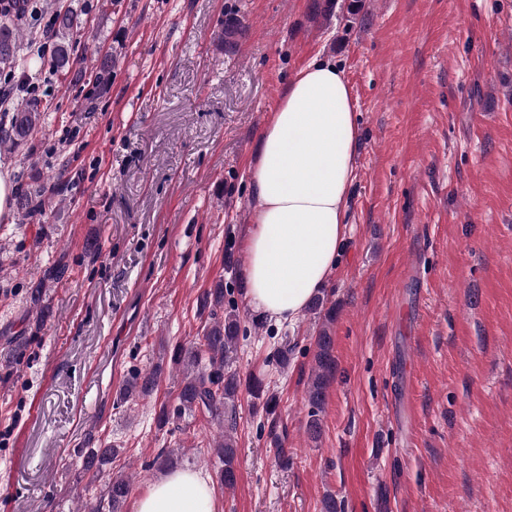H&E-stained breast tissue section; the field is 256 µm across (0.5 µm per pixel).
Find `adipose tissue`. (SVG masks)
<instances>
[{"label": "adipose tissue", "instance_id": "ef3b65f1", "mask_svg": "<svg viewBox=\"0 0 512 512\" xmlns=\"http://www.w3.org/2000/svg\"><path fill=\"white\" fill-rule=\"evenodd\" d=\"M358 134L343 69L313 56L283 88L250 164L246 299L261 316L296 323L336 271ZM133 512H218V501L207 475L176 469L137 498Z\"/></svg>", "mask_w": 512, "mask_h": 512}]
</instances>
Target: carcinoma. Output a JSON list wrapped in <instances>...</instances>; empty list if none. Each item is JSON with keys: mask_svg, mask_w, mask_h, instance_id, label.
<instances>
[{"mask_svg": "<svg viewBox=\"0 0 512 512\" xmlns=\"http://www.w3.org/2000/svg\"><path fill=\"white\" fill-rule=\"evenodd\" d=\"M81 29V18L69 11L61 12L56 19V42L48 60L50 68L62 75L68 74L73 66L72 48L74 32ZM22 41L20 29L14 21L0 14V69H15L18 51ZM43 122V107L35 97L23 98L13 111L0 116V148L15 151L29 145L34 133ZM59 193V182L38 178L16 191V208L22 216L33 218L46 213L49 199ZM328 295L316 296L308 307L313 319L319 321L315 340L314 366L307 382L305 398L310 407L307 431L309 438L316 442L322 432L319 413L326 400L327 387L336 373V357L333 353V336L330 325L335 320V306L327 305ZM200 307L210 311L211 324L204 328L198 340L177 343L170 349V362L182 369L178 384L177 403L161 405L156 417L158 429L185 415L202 412L221 424L215 454L221 464L220 482L232 490L237 483L236 399L241 387L240 374L234 367L241 333V317L233 300L226 299L224 283L206 291L200 298ZM223 315H218V312ZM162 363L144 371L135 369L120 389L119 403L147 399L156 392L162 374ZM123 449L104 443L101 448H79L75 455L81 460L84 473L91 479L108 477L104 494L93 512H123L130 494L131 482L124 476L112 475L114 464ZM185 457L180 448L161 450L152 460L160 470L178 466Z\"/></svg>", "mask_w": 512, "mask_h": 512, "instance_id": "obj_1", "label": "carcinoma"}]
</instances>
